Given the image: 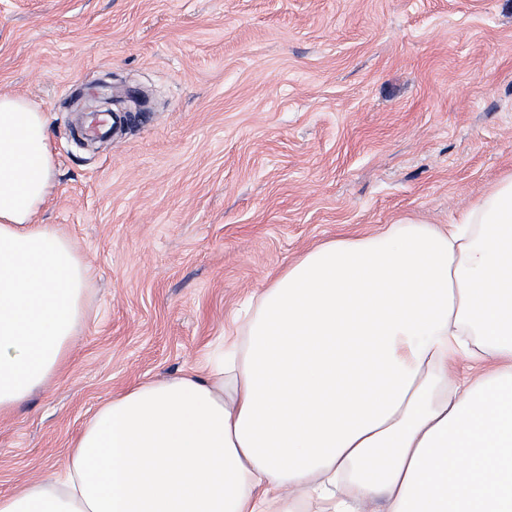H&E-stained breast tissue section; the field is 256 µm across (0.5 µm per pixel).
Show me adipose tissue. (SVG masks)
Segmentation results:
<instances>
[{"label": "adipose tissue", "mask_w": 512, "mask_h": 512, "mask_svg": "<svg viewBox=\"0 0 512 512\" xmlns=\"http://www.w3.org/2000/svg\"><path fill=\"white\" fill-rule=\"evenodd\" d=\"M44 113L0 94V413L56 374L89 268L35 217ZM200 369L102 403L0 512H512V174L450 224L325 241ZM485 370L456 389L460 353Z\"/></svg>", "instance_id": "ef3b65f1"}]
</instances>
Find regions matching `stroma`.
Masks as SVG:
<instances>
[{"mask_svg": "<svg viewBox=\"0 0 512 512\" xmlns=\"http://www.w3.org/2000/svg\"><path fill=\"white\" fill-rule=\"evenodd\" d=\"M144 97L76 142L74 98ZM0 93L45 112L36 221L93 274L51 382L0 415V493L59 473L98 405L201 365L306 250L447 224L512 172V0H0Z\"/></svg>", "mask_w": 512, "mask_h": 512, "instance_id": "obj_1", "label": "stroma"}]
</instances>
